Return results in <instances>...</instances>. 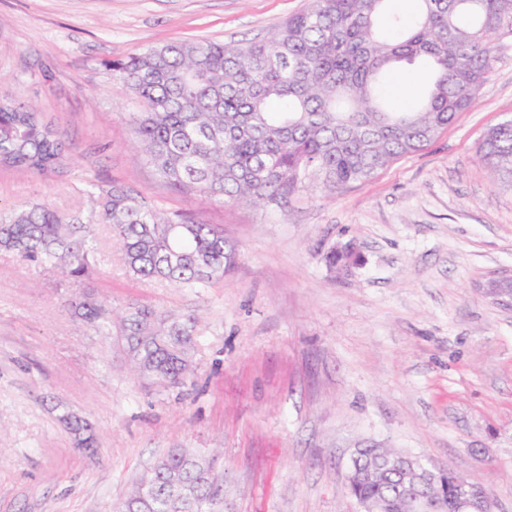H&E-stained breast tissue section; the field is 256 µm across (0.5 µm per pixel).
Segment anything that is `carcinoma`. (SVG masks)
Instances as JSON below:
<instances>
[{
  "label": "carcinoma",
  "instance_id": "cac0c4a2",
  "mask_svg": "<svg viewBox=\"0 0 512 512\" xmlns=\"http://www.w3.org/2000/svg\"><path fill=\"white\" fill-rule=\"evenodd\" d=\"M391 0H309L266 37L149 46L112 61V85L143 103L129 115L141 155L177 191L226 206L264 205L298 192L336 193L363 183L436 140L468 110L493 73L494 41L512 37V0H416L413 23L395 39L379 29ZM420 62L431 78L419 105L391 112L382 82ZM64 131L32 105L0 102V167L45 173L63 161ZM476 154L492 181L512 188V119L487 129ZM87 209L47 203L0 211V251L81 286L93 275L97 227L109 226L128 273L139 281L203 288L236 264L238 246L198 214L163 212L114 182H90ZM71 314L113 336L139 378L178 387L194 374L192 314L130 303L117 313L90 292L68 300ZM77 445L94 426L60 407ZM428 484L409 456L358 448L347 490L359 502L407 512L421 490L440 512H463L455 473ZM224 494L213 459L178 448L159 459L116 512H212Z\"/></svg>",
  "mask_w": 512,
  "mask_h": 512
}]
</instances>
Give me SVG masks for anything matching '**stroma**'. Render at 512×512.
<instances>
[{
	"instance_id": "obj_1",
	"label": "stroma",
	"mask_w": 512,
	"mask_h": 512,
	"mask_svg": "<svg viewBox=\"0 0 512 512\" xmlns=\"http://www.w3.org/2000/svg\"><path fill=\"white\" fill-rule=\"evenodd\" d=\"M308 0H0V101L39 106L65 165L0 168V207L86 206L119 182L223 227L240 259L205 288L131 279L99 229L88 282L114 306L198 320L192 382L135 378L111 337L64 308L70 286L0 252V512H107L176 448L221 449L226 512H358L350 458L370 445L451 468L512 512V191L476 156L512 116V39L475 106L423 151L334 194L228 207L186 197L134 148L132 97L107 63L185 40L263 38ZM349 245L364 261L332 272ZM100 429L82 453L57 406Z\"/></svg>"
}]
</instances>
